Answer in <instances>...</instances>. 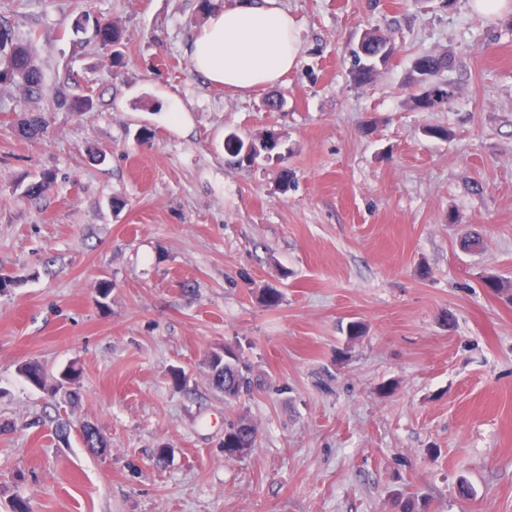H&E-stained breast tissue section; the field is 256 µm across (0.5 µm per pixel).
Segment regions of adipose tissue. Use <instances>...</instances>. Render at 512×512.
<instances>
[{
	"instance_id": "obj_1",
	"label": "adipose tissue",
	"mask_w": 512,
	"mask_h": 512,
	"mask_svg": "<svg viewBox=\"0 0 512 512\" xmlns=\"http://www.w3.org/2000/svg\"><path fill=\"white\" fill-rule=\"evenodd\" d=\"M300 51L298 24L280 0L214 7L191 40L195 71L242 93L277 85L297 67Z\"/></svg>"
}]
</instances>
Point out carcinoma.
I'll list each match as a JSON object with an SVG mask.
<instances>
[{"label":"carcinoma","instance_id":"cac0c4a2","mask_svg":"<svg viewBox=\"0 0 512 512\" xmlns=\"http://www.w3.org/2000/svg\"><path fill=\"white\" fill-rule=\"evenodd\" d=\"M93 38L104 46L112 48V64L121 68L125 58L120 51L124 44L123 30L109 21H96ZM391 41L388 36L377 30L364 34L361 49L353 50L354 63L350 76L351 81L358 87L372 82L375 77L374 67L365 61L367 56H375L386 52ZM35 50L32 39L19 40L12 27L0 18V85L11 86L23 96H40L43 93V77L40 68L35 63ZM450 60L443 53L424 54L414 59L410 71L409 81L417 83L421 88L432 83L441 72L448 69ZM93 102L88 96H76L61 85L52 96L51 109L87 114L92 111ZM47 129V122L41 115H33L18 123V132L26 138H35L42 135ZM278 138L275 133L269 132L262 140V146L245 147V142L233 135L225 144V150L234 159V163L241 165L251 162L261 150L272 151L276 148ZM53 176L44 172L40 178L27 184L23 194L27 197L40 196L50 190ZM234 359L224 363V370L216 374V387L224 391L227 401L238 400L252 393L255 387L250 367L243 360L237 349L225 347ZM22 376L34 386H43L46 383L45 371L40 363L28 362L20 367ZM83 444L88 448H104L106 444L100 437L97 429L86 423L80 431ZM257 428L244 417L224 429V456L228 460H237L247 456L257 446Z\"/></svg>","mask_w":512,"mask_h":512}]
</instances>
